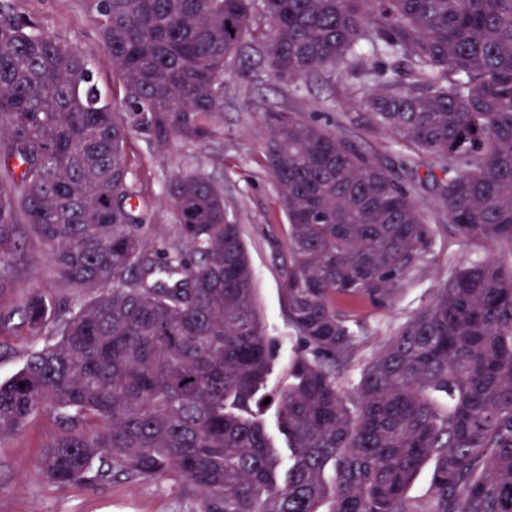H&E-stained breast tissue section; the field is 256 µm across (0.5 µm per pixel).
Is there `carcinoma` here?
<instances>
[{
    "instance_id": "carcinoma-1",
    "label": "carcinoma",
    "mask_w": 512,
    "mask_h": 512,
    "mask_svg": "<svg viewBox=\"0 0 512 512\" xmlns=\"http://www.w3.org/2000/svg\"><path fill=\"white\" fill-rule=\"evenodd\" d=\"M123 84L0 3V289L48 250L92 297L0 382V442L40 414L38 462L66 486L175 478L190 512H512V0H83ZM271 29H256L257 16ZM290 81L346 66L373 124L439 168L454 268L365 362L346 308L392 303L434 242L412 190L330 126L274 118L288 219L282 293L302 344L278 396L292 463L266 436L271 354L241 227L196 170L167 186L177 242L147 246L129 136L204 142L244 42ZM138 203H133V200ZM53 304L33 292L38 336ZM429 482L407 490L425 464Z\"/></svg>"
}]
</instances>
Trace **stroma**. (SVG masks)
<instances>
[{
  "label": "stroma",
  "mask_w": 512,
  "mask_h": 512,
  "mask_svg": "<svg viewBox=\"0 0 512 512\" xmlns=\"http://www.w3.org/2000/svg\"><path fill=\"white\" fill-rule=\"evenodd\" d=\"M17 13L39 22L41 28L82 50L91 61L94 81L103 97L119 104L123 89L103 48L98 25L81 0H10ZM357 84L345 69L324 71L291 83L276 78L261 63L254 45H245L224 78V110L218 135L204 143L173 137L156 144L141 134L126 143L128 161L138 176V188L148 201L143 233L153 244L177 239L174 211L166 186L173 174L198 170L224 187L231 222L240 224L254 273L260 317L270 342L272 370L269 390L288 382L290 362L299 349L288 320L281 288L288 267L284 244L288 219L280 208L277 188L266 161L265 142L270 115L291 112L329 120L333 129L376 156L412 186L414 196L435 233L434 250L426 265L409 277L391 306L367 303L352 310L359 353L345 376L357 381L361 368L375 350L417 310L431 301L452 268L486 257L487 244L457 237L436 195L435 180L427 168L404 172L406 148L392 135L375 127L358 104ZM40 291L56 307L41 335L30 336L22 324V310L32 291ZM85 291L61 282L41 246H33L29 263L0 292V308L12 314L10 332H0V381L19 370L28 354L56 341L60 320L85 302ZM56 431L53 420L40 415L16 435L0 442V512H188L189 502L173 480L137 484L59 486L38 465L40 450Z\"/></svg>",
  "instance_id": "obj_1"
}]
</instances>
